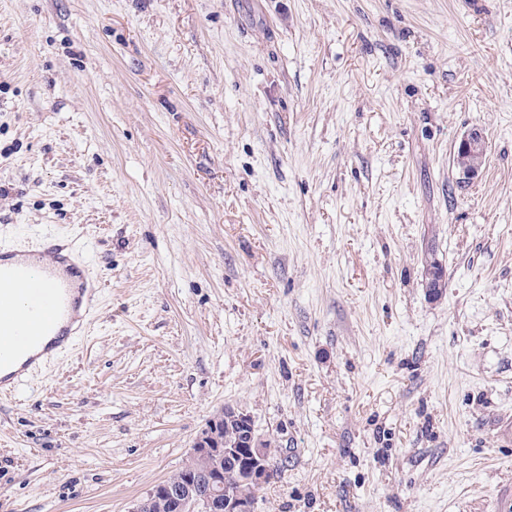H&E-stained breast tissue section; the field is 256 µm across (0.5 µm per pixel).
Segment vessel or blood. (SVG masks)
Wrapping results in <instances>:
<instances>
[{"label": "vessel or blood", "mask_w": 512, "mask_h": 512, "mask_svg": "<svg viewBox=\"0 0 512 512\" xmlns=\"http://www.w3.org/2000/svg\"><path fill=\"white\" fill-rule=\"evenodd\" d=\"M70 269L38 267L0 258V390L20 392L27 384L18 360L38 348L46 336L72 335L80 305H93V289L84 299L72 295Z\"/></svg>", "instance_id": "b4317fda"}]
</instances>
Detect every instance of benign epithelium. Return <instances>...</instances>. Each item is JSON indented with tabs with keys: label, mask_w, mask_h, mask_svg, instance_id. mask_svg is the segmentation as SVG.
<instances>
[{
	"label": "benign epithelium",
	"mask_w": 512,
	"mask_h": 512,
	"mask_svg": "<svg viewBox=\"0 0 512 512\" xmlns=\"http://www.w3.org/2000/svg\"><path fill=\"white\" fill-rule=\"evenodd\" d=\"M486 141L477 129L467 131L461 138L454 162L460 184L478 178L484 164ZM445 270L440 266L427 269L426 290L432 297L441 294ZM238 426L235 440L225 436V423ZM277 449L271 442L258 438L251 415L243 409L226 407L212 417L196 436L189 458L206 464L204 471L190 469L176 483L162 480L145 497L137 500L128 512H256L255 495L228 488L224 463L233 466L239 483L255 490L275 475L272 463Z\"/></svg>",
	"instance_id": "obj_1"
}]
</instances>
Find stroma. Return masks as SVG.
I'll use <instances>...</instances> for the list:
<instances>
[{
    "label": "stroma",
    "instance_id": "1",
    "mask_svg": "<svg viewBox=\"0 0 512 512\" xmlns=\"http://www.w3.org/2000/svg\"><path fill=\"white\" fill-rule=\"evenodd\" d=\"M44 235L96 306L0 399V512H129L228 405L257 512H512V0H0V251ZM486 141L477 129L467 131L461 138L454 162L459 173V182L466 185L478 178L484 164Z\"/></svg>",
    "mask_w": 512,
    "mask_h": 512
}]
</instances>
